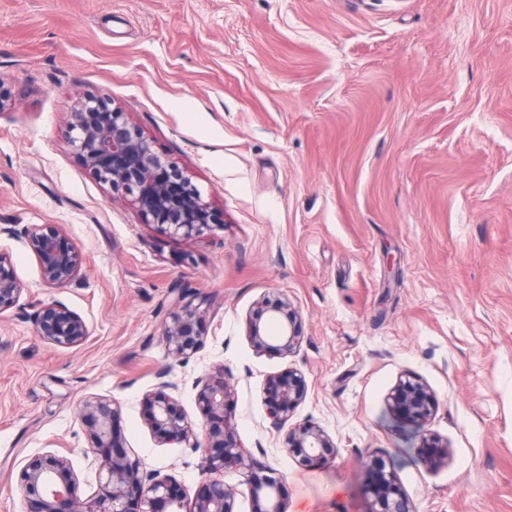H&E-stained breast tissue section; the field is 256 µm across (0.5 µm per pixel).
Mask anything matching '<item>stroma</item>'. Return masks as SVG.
I'll return each mask as SVG.
<instances>
[{"mask_svg":"<svg viewBox=\"0 0 512 512\" xmlns=\"http://www.w3.org/2000/svg\"><path fill=\"white\" fill-rule=\"evenodd\" d=\"M0 86V255L23 285L0 313V512H27L20 471L46 451L97 494L76 412L92 397L118 403L128 457L194 500L203 450L158 442L142 402L168 371L202 432L197 394L219 369L288 512H366L369 454L416 512H512V0H0ZM87 95L188 167L218 224L172 239L114 199L67 142ZM36 224L76 245L78 282H44ZM175 287L206 300L179 362L160 336ZM272 293L301 314L294 354L246 336ZM49 304L88 339L38 336L30 313ZM291 370L306 395L277 425L265 388ZM407 375L436 397L445 465L388 409ZM306 421L336 445L326 464L286 449Z\"/></svg>","mask_w":512,"mask_h":512,"instance_id":"stroma-1","label":"stroma"}]
</instances>
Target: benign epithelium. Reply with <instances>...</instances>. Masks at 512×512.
Masks as SVG:
<instances>
[{"instance_id": "benign-epithelium-1", "label": "benign epithelium", "mask_w": 512, "mask_h": 512, "mask_svg": "<svg viewBox=\"0 0 512 512\" xmlns=\"http://www.w3.org/2000/svg\"><path fill=\"white\" fill-rule=\"evenodd\" d=\"M69 144L83 167L112 193L129 198L143 222L157 226L173 239H191L204 234L214 221L210 200L193 184L189 170L161 154L128 113L111 108L102 99L88 96L71 113ZM31 248L40 264L43 280L66 286L80 277L81 261L76 246L53 224L27 230ZM23 288L6 258L0 255V312L18 304ZM203 301L180 288L173 298L161 336L168 354L185 359L200 348L198 329ZM36 332L45 341L73 347L84 343L89 331L83 318L61 304L37 308L30 314ZM247 336L256 352L289 355L301 343V315L285 296L264 298L247 318ZM164 378L161 390L143 402V414L160 442L178 440L205 451L210 477L189 503L176 484L140 471L136 462L118 450L112 423L117 404L105 397L78 404L77 414L87 427L91 448L100 460L97 495L83 497L71 461L54 452L36 454L20 472V485L29 512H235L232 489L224 474L238 472L250 485L252 512H287L280 481L261 475L238 443L231 418L225 413L231 390L219 370L206 378L197 402L204 419V437L198 438L186 416L164 392L171 386ZM267 401L274 423L279 424L306 394L305 380L296 371L269 379ZM392 414L415 424L422 432L420 450L433 465L448 460V444L429 433L426 425L437 408L428 387L409 377L399 380L388 397ZM289 453L307 463L326 462L336 455L335 444L318 426L307 422L288 431ZM368 507L366 512H415L384 458L373 456L365 464Z\"/></svg>"}]
</instances>
